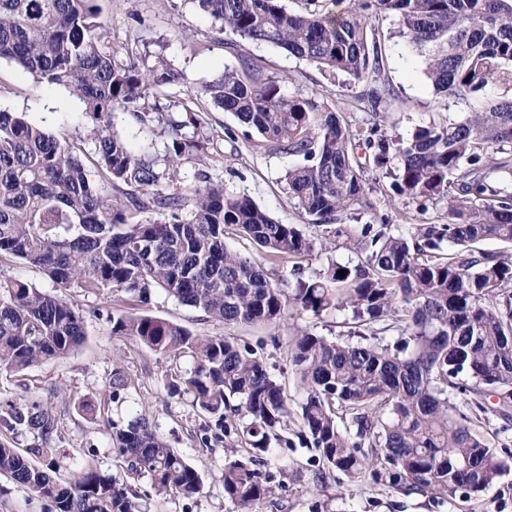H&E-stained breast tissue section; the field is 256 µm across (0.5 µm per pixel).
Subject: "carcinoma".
<instances>
[{"instance_id": "obj_1", "label": "carcinoma", "mask_w": 512, "mask_h": 512, "mask_svg": "<svg viewBox=\"0 0 512 512\" xmlns=\"http://www.w3.org/2000/svg\"><path fill=\"white\" fill-rule=\"evenodd\" d=\"M99 2L0 0V59L76 98L92 144L83 158L51 128L0 108V257L40 268L60 288L112 289L142 303L162 290L226 325L274 321L287 305L315 317L348 310L356 342L295 330L302 441L350 482L368 474L406 495L437 498L492 486L508 463L454 413L448 389L477 395L483 412H512V0H305L301 12L284 0H194L227 35L368 82L375 115L391 96L375 21L392 18L435 91L471 108L399 143L376 122L352 130L318 95L286 94V78L263 79L247 61L180 99L173 89L182 70L163 58L140 65L108 46ZM205 101L232 113L245 139L256 135L295 157L284 181L307 225L334 227L336 241L363 260L330 261L312 277L295 266L275 280L225 247L228 225L271 257L318 254L317 238L204 170L188 192L178 187L182 164L222 140L204 131ZM117 112L144 135L139 147L114 130ZM156 137L165 139L161 152ZM361 147L393 176L394 196L424 210L443 204L448 223L416 224L406 235L384 221L342 224L347 212L374 208ZM146 212L158 218H140ZM488 240L505 250L479 247ZM389 331L398 334L392 343L383 337ZM112 335L189 355L184 385L195 406L250 449L224 461V498L252 512L274 493L257 462L290 416L288 396L254 350L128 312L112 315ZM84 338L74 302L0 272L1 372L66 357ZM487 395L497 398L491 408ZM0 424L36 433V452L55 454L56 417L39 403L13 408ZM112 444L127 473L149 477L156 494L199 493L196 469L145 416L112 424ZM0 474L49 499L55 512H140L125 480L89 463L62 479L52 463L1 443Z\"/></svg>"}]
</instances>
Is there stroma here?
<instances>
[{
    "label": "stroma",
    "instance_id": "1",
    "mask_svg": "<svg viewBox=\"0 0 512 512\" xmlns=\"http://www.w3.org/2000/svg\"><path fill=\"white\" fill-rule=\"evenodd\" d=\"M102 7L101 20L112 36L113 49L129 47L134 55L150 60L163 56L184 72L179 97L192 95L203 82L222 73L225 66L236 67L247 60L262 76L285 77L281 86L284 92L318 94L352 129H365L373 121L367 109L366 82L345 74L328 76L279 48L247 40L227 47L224 34L196 11L191 0H103ZM375 25L387 36L382 72L394 96L390 134L404 139L430 120L463 118L468 110L465 101L435 93L424 74L422 59L401 38L393 36L391 18H380ZM0 107L26 113L28 120L51 127L78 146L89 145L87 122L78 101L65 91L36 85L4 60L0 61ZM290 162L288 155L271 151L256 137L249 142L221 141L218 153L208 156L201 167L213 180L223 182L227 191L248 195L282 223L302 225L306 219L280 181ZM201 167L183 165L182 188L194 185ZM389 186V179H380L379 190L372 196L374 212L348 215V223L362 224L375 216L389 222L393 231L404 233L415 224L447 223L446 207L420 209L416 203L388 197ZM63 294L84 315V344L74 354L41 363L24 376L0 372V414L13 406L39 402L59 422L52 444L61 474L90 463L117 476L124 473L125 466L112 445L111 425L145 415L198 471L202 489L189 498L160 496L149 479H132L142 512H235L234 505L224 497V460L242 456L244 449L236 435L215 438L209 429L213 417L194 405L191 394L170 391V383L192 369V358L165 355L133 339L113 335V315L130 311L182 324L201 336L238 338L257 350L271 375L284 387L294 410L305 396L290 357L294 329L344 341L352 327L347 310L317 318L289 309L275 321L228 326L160 290L146 304L112 291L87 293L72 287L64 289ZM118 369L127 376L128 389L108 400L104 412L87 415L83 404L107 399L109 382ZM448 398L457 412L468 416L475 430L491 441L500 456H512V421L478 412L469 395L452 390ZM299 426V419L291 418L281 441L271 442L265 453L264 470L272 475L276 491L259 501L255 512H512V470L485 491L471 495L460 493L450 499L407 496L368 478L350 483L337 472L320 471L317 452L301 447L295 440Z\"/></svg>",
    "mask_w": 512,
    "mask_h": 512
}]
</instances>
